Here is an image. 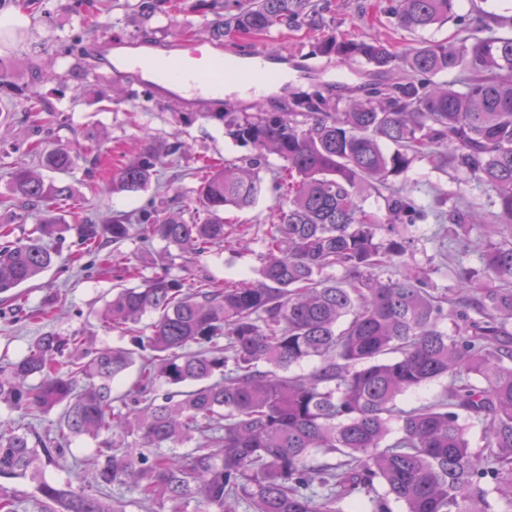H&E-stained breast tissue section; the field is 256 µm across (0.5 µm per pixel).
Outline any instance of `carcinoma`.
<instances>
[{
	"label": "carcinoma",
	"mask_w": 512,
	"mask_h": 512,
	"mask_svg": "<svg viewBox=\"0 0 512 512\" xmlns=\"http://www.w3.org/2000/svg\"><path fill=\"white\" fill-rule=\"evenodd\" d=\"M170 0H138L151 17ZM457 0H394L391 13L407 30L424 31L454 14ZM319 12L317 0H224L227 35H268ZM489 23L456 43L422 41L397 54L376 38H331L322 55L363 61L402 77L374 87L364 102L339 109L320 91L295 96L277 112H206L236 143L255 151L248 166H205L192 190L196 215L145 210L115 214L106 224L69 227L55 206L71 200L68 185L42 173L12 172L10 223L0 224V294L37 281L55 262L47 238L76 230L80 245L99 251L136 240L164 244L169 264L135 286L112 289L102 328L129 337L131 347L89 348L81 331L45 333L0 365V403L23 413L59 410L44 436L0 423V477H30L37 512H126L111 492L137 494L153 512H491L489 496L512 512V37L485 36ZM453 74L455 83L437 82ZM462 89L457 90L454 84ZM24 117L68 116L25 95ZM453 167L498 198L494 218L457 197L449 220L474 226L481 238L458 244L481 266L462 271L455 331L444 298L428 273L403 261L411 241L394 231L424 222L430 206L390 177L414 160ZM27 152L42 169L69 174L71 153L40 143ZM273 154L284 161L273 187L284 204L263 240L253 279L221 283L203 273L191 282L172 274L176 255L202 254L245 234L226 231L224 210H246L263 184L254 168ZM161 156L141 150L117 173L112 189L138 192ZM384 200L382 224L364 202ZM37 212L26 237L14 225ZM390 236L379 237L381 231ZM398 263L396 279L374 270ZM341 268L337 278L328 271ZM154 316L150 334L138 328ZM306 361L308 374L292 369ZM136 370L122 392L114 385ZM441 377L448 388L404 409L398 398ZM399 436L389 440L392 425ZM480 428L478 448L472 429ZM98 442L97 494L48 480L73 439ZM192 445L188 453L178 449ZM17 491L0 484V512H20Z\"/></svg>",
	"instance_id": "cac0c4a2"
}]
</instances>
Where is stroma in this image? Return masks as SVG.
Returning <instances> with one entry per match:
<instances>
[{"label":"stroma","instance_id":"1","mask_svg":"<svg viewBox=\"0 0 512 512\" xmlns=\"http://www.w3.org/2000/svg\"><path fill=\"white\" fill-rule=\"evenodd\" d=\"M177 9L147 18L128 9L125 0H52L49 10L26 11L22 25L0 28V63L11 69L17 94L0 97V105L14 115L8 140L0 146V200L10 193L15 167H36L37 160L25 152L27 144L42 139L50 146L77 153L78 161L65 181L72 198L58 210L61 223L74 225L84 218L105 223L116 213L138 211L160 205L166 195L187 204L197 185L202 160L216 163L251 157L248 146L234 144L222 125L199 118L185 121L182 107L130 77H111L93 67L83 55L60 62L63 45L81 43L92 47L104 36L124 38L129 45L155 46L172 41L190 45L210 41L214 55L231 56L259 47L274 62L288 69V81L278 90L264 94L265 111L281 108L293 93L322 88L324 95L337 101L365 98L369 89L387 83L388 76L360 63L338 64L335 58L314 54V44L334 36L360 40L377 36L400 52L420 41H457L466 27L477 26L488 13L512 15V0H458L455 17L442 26L412 32L403 29L394 16L385 14L386 0H322L319 14L301 18L296 25L273 32L268 38L238 35L215 41L211 29L224 11V0H178ZM96 23L93 36H86L88 23ZM59 70L57 80L46 74ZM36 92L51 107L65 111V124L47 123L46 113L21 119L23 93ZM180 141L179 166H160L162 180L170 189L150 185L138 193L108 192L99 184L110 179L112 170L125 164L133 146H168ZM277 157H270L258 169L266 189L254 208L225 212L227 223L248 228L253 239L249 250L225 246L222 253L188 255L176 262L177 276L190 279L206 273L224 280L254 274L260 267V239L269 231L279 198L270 187ZM412 195L431 199L438 192L462 193L486 213H493L495 193L491 187L469 181L455 169L438 170L424 160L414 161L409 172L396 177ZM455 231L450 222L427 221L418 225L413 243L405 256L414 267L426 269L437 294L456 298L460 280L452 266H477L476 257L448 253L445 243ZM77 236L68 232L56 264L32 286L23 287L20 302L0 300V356L10 359L24 353L29 343L47 331L68 334L76 330L96 333L100 346L120 344L119 333L99 329V315L112 295L117 278L113 270L85 278L75 263Z\"/></svg>","mask_w":512,"mask_h":512}]
</instances>
